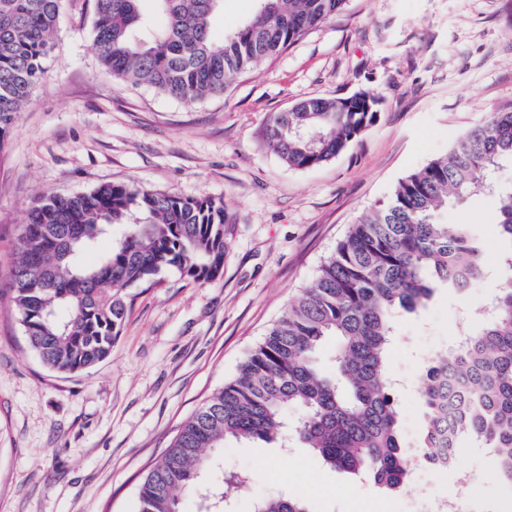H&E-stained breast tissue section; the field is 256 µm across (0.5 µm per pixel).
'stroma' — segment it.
Listing matches in <instances>:
<instances>
[{
    "label": "stroma",
    "instance_id": "1",
    "mask_svg": "<svg viewBox=\"0 0 512 512\" xmlns=\"http://www.w3.org/2000/svg\"><path fill=\"white\" fill-rule=\"evenodd\" d=\"M94 21V0H62L45 75L0 142V512H139L148 469L351 224L490 112L512 107V0H347L224 94L193 102L113 78ZM361 89L382 98L378 119L329 162L292 169L266 145L269 114ZM104 184L223 202L224 274L201 284L168 272L129 289L111 357L61 376L31 350L11 302L14 243L43 194ZM498 207V195L479 194L445 217L471 225L491 265L512 246L498 235ZM496 286L489 277L460 294L440 289L417 312L395 313L388 369L404 447L422 443L426 365L457 347L460 319ZM228 471L248 479L230 512L280 495L304 497L311 512H430L434 496L467 486L463 512H512V484L474 441L448 471L416 462L394 492L273 441L228 442L203 480Z\"/></svg>",
    "mask_w": 512,
    "mask_h": 512
}]
</instances>
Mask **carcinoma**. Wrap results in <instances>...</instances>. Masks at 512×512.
<instances>
[{"label": "carcinoma", "instance_id": "cac0c4a2", "mask_svg": "<svg viewBox=\"0 0 512 512\" xmlns=\"http://www.w3.org/2000/svg\"><path fill=\"white\" fill-rule=\"evenodd\" d=\"M96 0L94 47L124 84H145L171 98L221 94L229 79L278 55L339 13L345 0H257L249 18L217 37L212 18L222 0ZM61 0H0V140L45 72ZM367 91L309 98L266 121L267 144L287 166L318 167L345 151L377 119ZM512 161V109L498 110L460 137L448 153L401 179L391 196L352 225L285 314L249 353L233 379L180 427L139 490L140 512H183L208 451L229 440H277L288 409L299 413L295 438L325 465L367 473L395 491L412 460L400 443V412L387 379L394 313L424 307L438 288L462 292L488 273L468 224H444L448 203L490 189L493 173ZM496 227L512 242V189L499 192ZM39 235L21 227L11 292L21 326L44 366L59 374L92 369L112 355L127 315L126 291L174 271L195 282L224 270V205L128 185H102L66 198L45 196L27 213ZM80 225L70 254L51 240ZM103 237L112 247L97 264L84 255ZM493 313L468 340L433 357L424 374L423 458L438 447L442 394L456 397V439L484 441L512 482V249L494 267ZM336 339L335 368L324 374L318 353ZM206 497L221 504L239 487ZM255 512H311L296 497L261 500Z\"/></svg>", "mask_w": 512, "mask_h": 512}]
</instances>
